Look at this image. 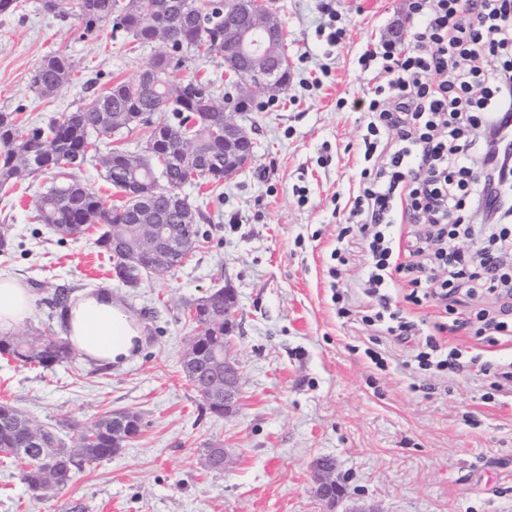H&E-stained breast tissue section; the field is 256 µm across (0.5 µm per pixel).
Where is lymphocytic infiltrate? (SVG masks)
I'll list each match as a JSON object with an SVG mask.
<instances>
[{
	"label": "lymphocytic infiltrate",
	"instance_id": "f902f5d3",
	"mask_svg": "<svg viewBox=\"0 0 512 512\" xmlns=\"http://www.w3.org/2000/svg\"><path fill=\"white\" fill-rule=\"evenodd\" d=\"M409 9L422 18L415 39L381 41L360 58L378 83L366 106V165L329 274L361 264L362 323L410 344L415 371L450 376L460 352L443 350L436 333L464 328L490 346L512 343V203L493 195L512 181L502 122L512 113V0H410ZM474 211L486 223H467ZM475 233L484 245L473 256L456 241ZM402 285L414 305L443 301L448 322L424 334L392 301ZM462 289L500 304L460 315L450 299Z\"/></svg>",
	"mask_w": 512,
	"mask_h": 512
}]
</instances>
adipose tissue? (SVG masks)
I'll return each mask as SVG.
<instances>
[{
    "label": "adipose tissue",
    "instance_id": "obj_1",
    "mask_svg": "<svg viewBox=\"0 0 512 512\" xmlns=\"http://www.w3.org/2000/svg\"><path fill=\"white\" fill-rule=\"evenodd\" d=\"M34 298L16 278L0 274V329L9 330L31 313ZM66 336L86 361L124 365L135 359L143 328L111 289L86 292L65 315Z\"/></svg>",
    "mask_w": 512,
    "mask_h": 512
}]
</instances>
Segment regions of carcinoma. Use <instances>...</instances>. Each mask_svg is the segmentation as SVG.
<instances>
[{
    "mask_svg": "<svg viewBox=\"0 0 512 512\" xmlns=\"http://www.w3.org/2000/svg\"><path fill=\"white\" fill-rule=\"evenodd\" d=\"M79 38L97 39L101 28L110 24L141 44L152 42L153 31L135 3L122 0H77ZM161 26L170 32L169 43L159 42L147 67L164 92L146 88L141 81L118 82L88 105L61 114L45 126H34L26 136L18 135L20 122L14 112H0V188L25 176L55 170V177L37 201L35 219L61 238L75 237L94 224L103 225L96 245L110 256L121 258L122 243L133 247L145 242L146 234L135 224L131 206H106L102 197L88 191L74 171L94 158L101 161L104 178L119 192L129 179L150 183L161 162L178 153L186 128H194L189 144L199 155L202 171L197 178L215 184L224 180V143L214 142L208 130L224 125V113L232 110L231 101L216 94L210 84L199 81L177 82L173 75L196 58L224 57V0H216L202 11L194 5L178 14L166 16ZM73 62L64 54L46 56L34 69L30 86L42 98L54 96L70 82ZM151 115L156 127L142 150L143 161L136 168L127 164V154L111 150L99 154L98 143L139 126L136 116ZM57 145L59 155L43 152V144ZM72 302V289L57 288L53 305L64 317ZM197 325L202 327L204 346L224 349V320L210 314L224 312V289L210 293V301L195 306ZM7 355L23 366L48 369L73 357V348L64 336H1L0 355ZM204 400V408L224 414V380ZM20 464V480L43 499L68 486L87 468L112 458L119 448L112 438V412L96 416L91 427L78 431L69 448L58 435L9 402L0 403V453Z\"/></svg>",
    "mask_w": 512,
    "mask_h": 512,
    "instance_id": "1",
    "label": "carcinoma"
}]
</instances>
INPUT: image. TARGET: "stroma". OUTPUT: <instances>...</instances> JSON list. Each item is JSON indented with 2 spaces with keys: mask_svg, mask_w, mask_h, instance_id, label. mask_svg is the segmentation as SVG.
Listing matches in <instances>:
<instances>
[{
  "mask_svg": "<svg viewBox=\"0 0 512 512\" xmlns=\"http://www.w3.org/2000/svg\"><path fill=\"white\" fill-rule=\"evenodd\" d=\"M0 15V112L47 124L88 104L112 82L146 69L155 45L104 29L78 40L76 4L65 14L41 0H19ZM286 32L288 85L258 91L257 110L239 120L255 141L252 163L220 186L183 190L198 213L199 242L184 263L137 288L115 276L97 247L100 226L59 239L34 221L50 183L28 176L0 190V230L10 246L0 273L31 287L35 306L20 334H63L53 290L75 295L112 289L140 320L143 342L124 367L80 359L43 369L0 356V402L52 427L71 442L72 424L108 410L141 412V435L122 451L77 474L39 501L18 465H0V512H347L360 503L377 512H512V397L489 403V382L463 363L437 391L416 390L406 346L375 339L358 313L340 317L328 268L349 196L363 162L364 112L375 81L359 58L390 29L412 39L419 18L409 0H276ZM343 42L328 46L331 31ZM52 52L69 56L74 74L52 98L30 87L33 69ZM239 295L233 353L242 364V401L230 415L207 413L182 373L194 326L189 314L210 292ZM383 350L385 368L367 357ZM222 445L232 463L209 471L205 443ZM335 462V507L316 495L314 465Z\"/></svg>",
  "mask_w": 512,
  "mask_h": 512,
  "instance_id": "35a3bbf8",
  "label": "stroma"
}]
</instances>
